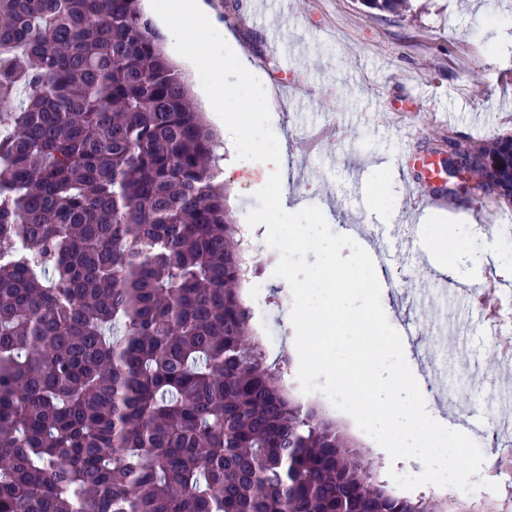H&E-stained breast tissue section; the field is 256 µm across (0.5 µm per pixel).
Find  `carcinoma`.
Instances as JSON below:
<instances>
[{
	"label": "carcinoma",
	"instance_id": "obj_1",
	"mask_svg": "<svg viewBox=\"0 0 512 512\" xmlns=\"http://www.w3.org/2000/svg\"><path fill=\"white\" fill-rule=\"evenodd\" d=\"M217 148L141 0H0V512H473L268 362ZM467 150L511 205L512 136ZM330 413L326 411V413L335 419L336 421L343 424L349 432L358 438L361 442L362 450L367 453L375 462V465L380 469L382 476L389 482L390 487L395 490L397 493L403 496L415 497L417 495H430L433 498H440L442 496H448V493L454 495L455 497L466 500V501H474V502H487V503H499L501 496L506 492L509 494L512 493V479L510 482V488H504V485H500L497 492H492L487 489H477L473 492H463L459 489H447L444 491H438L435 489L433 485H425L419 487L412 491H406L399 488L392 478L389 475V471L393 468L395 471L400 468H405L414 471L413 474H418L423 470V465L420 460L412 458V459H401L396 462H392L388 453L377 443H374L372 439L362 432L354 420L348 414L339 411L336 408L328 409Z\"/></svg>",
	"mask_w": 512,
	"mask_h": 512
}]
</instances>
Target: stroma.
<instances>
[{
  "instance_id": "stroma-1",
  "label": "stroma",
  "mask_w": 512,
  "mask_h": 512,
  "mask_svg": "<svg viewBox=\"0 0 512 512\" xmlns=\"http://www.w3.org/2000/svg\"><path fill=\"white\" fill-rule=\"evenodd\" d=\"M205 2L208 25L260 76L251 108L237 114L238 126L264 120L272 138L285 139L292 192L327 207L333 232L378 224L388 235L393 257L384 267L381 302L390 324L445 321L455 327L451 336L421 334L404 342L416 379L433 376L441 388L459 375L486 393L501 381L512 383L489 343L480 306L446 294L448 282L435 270L447 256L438 239L455 227L447 209H417L407 190L417 172L406 165L399 140L401 128L412 127L415 150L425 156L442 149L450 133L467 145L512 135V0H411L402 19L369 13L359 0H288L263 12L257 0H238L233 11L225 0ZM303 129L315 132L313 145L300 139ZM378 167L390 174L395 210L387 218L372 202L359 207L353 198L354 181ZM232 196L230 211L239 224L274 209V193L253 192L247 182ZM404 235L414 239L415 253L405 251ZM474 246L489 261L460 282L469 288L492 283L484 303L491 306L512 293V252L490 233ZM253 247L263 259L262 292L256 297L250 286L241 290L254 310L253 325L270 354L296 357L286 315L292 296L273 274L274 250L264 234L254 236ZM330 415L359 438L381 473L422 471L415 458L391 461L348 414L334 408Z\"/></svg>"
}]
</instances>
